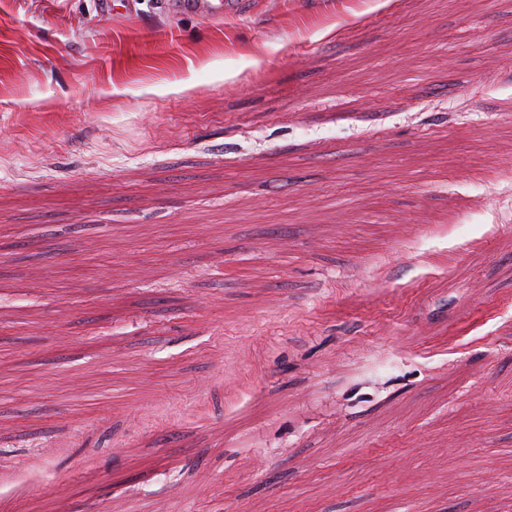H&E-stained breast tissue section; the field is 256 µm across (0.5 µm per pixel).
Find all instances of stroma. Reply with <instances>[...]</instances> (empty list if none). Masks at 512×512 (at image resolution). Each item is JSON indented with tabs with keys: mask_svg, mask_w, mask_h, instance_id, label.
Returning a JSON list of instances; mask_svg holds the SVG:
<instances>
[{
	"mask_svg": "<svg viewBox=\"0 0 512 512\" xmlns=\"http://www.w3.org/2000/svg\"><path fill=\"white\" fill-rule=\"evenodd\" d=\"M112 3L0 0L7 512H512V0ZM168 1V2H167ZM248 0H161L166 11L193 16L241 17Z\"/></svg>",
	"mask_w": 512,
	"mask_h": 512,
	"instance_id": "35a3bbf8",
	"label": "stroma"
}]
</instances>
